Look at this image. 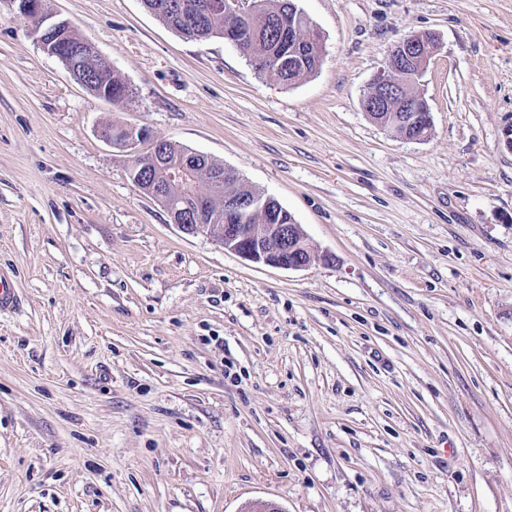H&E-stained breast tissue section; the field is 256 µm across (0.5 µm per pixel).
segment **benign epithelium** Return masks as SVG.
<instances>
[{
    "mask_svg": "<svg viewBox=\"0 0 512 512\" xmlns=\"http://www.w3.org/2000/svg\"><path fill=\"white\" fill-rule=\"evenodd\" d=\"M19 12L38 15L41 24L35 30L36 40L50 55L70 65L76 72L79 61L90 57L107 70L112 65L88 41L74 42L68 22L52 20L45 14L43 0H10ZM256 3L239 5L230 0V21L224 27V39L237 45L242 42L245 22L255 12ZM437 48L427 52L419 50L418 38L409 35L397 41L390 49L386 68L381 70L362 99V108L368 112L395 104L394 120L405 129L432 123L428 113L412 111L415 102L424 99L414 86L427 70ZM100 138L130 156L128 172L134 184L159 202L166 210L172 224L186 235H203L215 239L224 249L251 261L285 270H304L317 260V254L309 245L302 225L271 224L262 219L250 223L261 214L257 200L246 196L224 198V207L214 210L208 197L195 195L175 198L173 191L184 179L195 159L203 154L185 150L176 160H170L164 150V140L155 137L149 129L129 126L102 128ZM150 143L148 152L141 153L137 145Z\"/></svg>",
    "mask_w": 512,
    "mask_h": 512,
    "instance_id": "benign-epithelium-1",
    "label": "benign epithelium"
}]
</instances>
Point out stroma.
<instances>
[{
    "label": "stroma",
    "mask_w": 512,
    "mask_h": 512,
    "mask_svg": "<svg viewBox=\"0 0 512 512\" xmlns=\"http://www.w3.org/2000/svg\"><path fill=\"white\" fill-rule=\"evenodd\" d=\"M113 103L0 0V512H512V0H296L293 84L143 0H44ZM438 51L411 142L361 99L401 38ZM145 126L277 200L319 254L188 236L105 125ZM17 6L20 13L25 15H38L41 18V24L35 30L36 40L42 48L50 55L60 60H64L70 65V72L76 78V67L79 61L84 57L96 59L105 69L112 72V65L104 59L98 52L96 46L88 40L73 42L70 36V28L68 22L64 20H50L51 17L45 14L43 0H10ZM83 81L86 88L95 96L98 88L97 83L112 85L113 93L122 94L119 97H112L110 89L101 91L99 97L112 102H123L130 97L128 86L113 72H105L93 63H85L83 68L80 67ZM98 97V96H97Z\"/></svg>",
    "instance_id": "35a3bbf8"
}]
</instances>
